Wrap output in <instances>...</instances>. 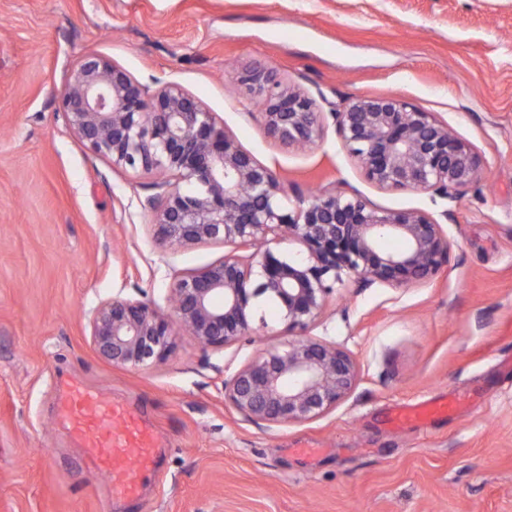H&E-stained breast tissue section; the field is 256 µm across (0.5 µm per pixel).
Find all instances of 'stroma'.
<instances>
[{
	"label": "stroma",
	"instance_id": "1",
	"mask_svg": "<svg viewBox=\"0 0 512 512\" xmlns=\"http://www.w3.org/2000/svg\"><path fill=\"white\" fill-rule=\"evenodd\" d=\"M104 55L146 89L176 83L279 178L419 210L448 261L402 287L344 279L312 338L354 359L351 392L322 417L254 424L224 380L284 342L277 301L224 350L178 333L166 359L119 368L96 355L90 312L121 297L170 312L176 277L230 253L156 242L154 176L93 154L58 98L72 64ZM272 69L314 99L324 132L271 139L235 74ZM396 95L448 124L482 159L457 201L371 183L333 113ZM127 402L163 461L115 500L59 421L67 385ZM455 412L394 423L397 404ZM0 512H512V0H0Z\"/></svg>",
	"mask_w": 512,
	"mask_h": 512
}]
</instances>
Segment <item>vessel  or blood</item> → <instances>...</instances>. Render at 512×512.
Segmentation results:
<instances>
[{
  "label": "vessel or blood",
  "instance_id": "obj_1",
  "mask_svg": "<svg viewBox=\"0 0 512 512\" xmlns=\"http://www.w3.org/2000/svg\"><path fill=\"white\" fill-rule=\"evenodd\" d=\"M62 417L94 470L107 475L113 497H134L141 479L156 470V438L128 406L102 392L74 386L66 395Z\"/></svg>",
  "mask_w": 512,
  "mask_h": 512
}]
</instances>
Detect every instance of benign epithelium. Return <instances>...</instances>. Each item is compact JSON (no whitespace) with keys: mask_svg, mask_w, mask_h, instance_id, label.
I'll return each mask as SVG.
<instances>
[{"mask_svg":"<svg viewBox=\"0 0 512 512\" xmlns=\"http://www.w3.org/2000/svg\"><path fill=\"white\" fill-rule=\"evenodd\" d=\"M236 83L265 96L267 134L286 146H308L323 133L315 102L249 67ZM70 127L112 164L169 180L156 210L164 247L221 241L233 252L172 285L174 316L120 297L104 300L90 319L91 345L115 367L149 368L173 347L174 326L201 346L221 350L249 336L255 300L275 299L291 340L263 350L224 380V398L249 422L316 419L351 391L352 358L306 337L332 284L354 275L399 287L435 276L448 260L442 225L422 211L383 210L366 200L322 192L291 208L276 174L246 151L215 117L176 83L149 93L103 55L74 62L61 92ZM343 146L366 178L383 189L432 191L457 200L481 174V158L448 126L398 96L356 97L334 113ZM302 244L301 260L281 258L269 243ZM407 248L391 252L386 238Z\"/></svg>","mask_w":512,"mask_h":512,"instance_id":"1","label":"benign epithelium"}]
</instances>
